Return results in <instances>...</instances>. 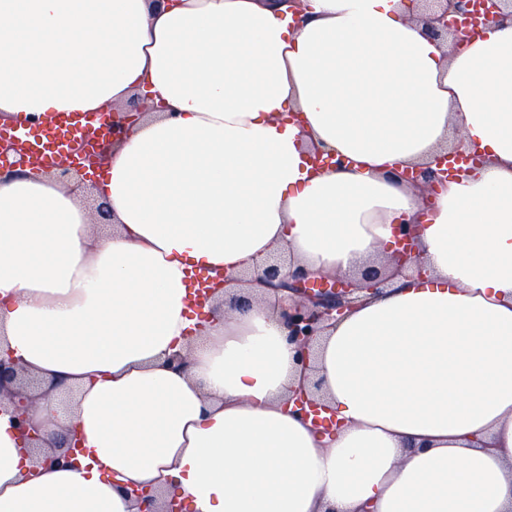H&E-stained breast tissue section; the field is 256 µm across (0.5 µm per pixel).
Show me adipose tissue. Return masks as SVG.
<instances>
[{
  "label": "adipose tissue",
  "mask_w": 512,
  "mask_h": 512,
  "mask_svg": "<svg viewBox=\"0 0 512 512\" xmlns=\"http://www.w3.org/2000/svg\"><path fill=\"white\" fill-rule=\"evenodd\" d=\"M304 5L295 28L276 0H0L1 119L166 106L96 175L112 236L52 176L0 178V344L78 388L32 417L84 446L34 465L0 410V512H137L126 483L191 512H512V18L456 50L403 0ZM453 131L480 161L424 205L389 172ZM403 222L429 273L319 337L315 433L278 293L203 322L198 280L275 250L350 274ZM318 390L319 383L317 381L308 380L307 377H303L298 388L293 391L291 400H288V402L294 403V411L305 419H308L313 414L312 423L314 426L320 423L318 413L321 404L316 396Z\"/></svg>",
  "instance_id": "obj_1"
}]
</instances>
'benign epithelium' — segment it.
Listing matches in <instances>:
<instances>
[{
	"label": "benign epithelium",
	"mask_w": 512,
	"mask_h": 512,
	"mask_svg": "<svg viewBox=\"0 0 512 512\" xmlns=\"http://www.w3.org/2000/svg\"><path fill=\"white\" fill-rule=\"evenodd\" d=\"M410 2L414 4L413 19L421 23L431 37L445 42L450 39L455 41L473 29L486 27L512 14V0ZM163 109V104H150L142 98L135 105L112 111V123L104 131L93 125L95 116H88L83 138L95 139L96 146L89 149L82 145V138L72 140L61 155L54 177H68L75 163L82 170L104 164L114 148L134 132L140 117ZM459 155L458 147L451 145L431 161L398 170L395 176L418 189L425 198L435 186L446 181L448 169L445 165L448 159ZM285 265V257L274 255L265 259L257 270H245L234 277L207 281L202 287L201 300H209L217 307L248 308L253 302L249 286L254 281L273 291L286 293L278 313L288 327V345L294 349L296 361L303 370L310 368L318 337L331 323L344 318L361 297L371 298L382 294L395 279L406 275L409 270L418 276L427 272L417 250L415 229L411 224L398 228L397 249L386 261L369 264L353 276H313L301 266L290 268L285 273ZM318 390L319 383L305 377L291 396L294 411L306 419L312 418L315 426L320 423ZM44 392L42 381L24 367L21 359L0 346V406H10L24 451L46 466L73 468L79 465L81 446L76 427H62L55 444L48 447L45 430L30 419L32 407ZM122 492L139 505V512H182V506L177 501L163 500L161 494L153 495L136 485L124 486Z\"/></svg>",
	"instance_id": "benign-epithelium-1"
}]
</instances>
